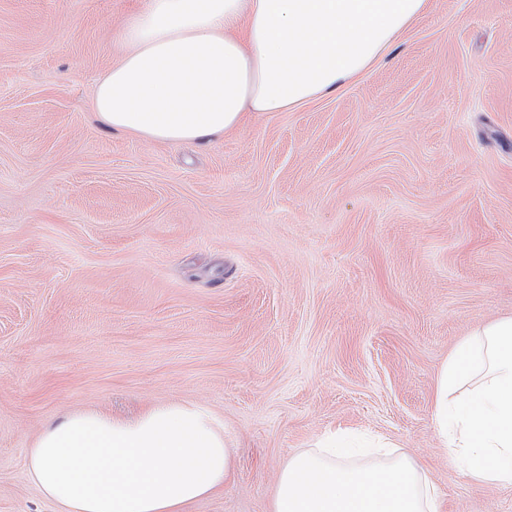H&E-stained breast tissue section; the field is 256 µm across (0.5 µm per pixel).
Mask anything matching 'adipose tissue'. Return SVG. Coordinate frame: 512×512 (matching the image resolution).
Segmentation results:
<instances>
[{"label":"adipose tissue","instance_id":"obj_1","mask_svg":"<svg viewBox=\"0 0 512 512\" xmlns=\"http://www.w3.org/2000/svg\"><path fill=\"white\" fill-rule=\"evenodd\" d=\"M426 0H146L92 107L108 127L196 143L247 112H281L366 72ZM432 423L453 477L512 489V317L462 341L438 374ZM231 450L207 407L125 419L76 412L27 455L55 512H186L223 488Z\"/></svg>","mask_w":512,"mask_h":512}]
</instances>
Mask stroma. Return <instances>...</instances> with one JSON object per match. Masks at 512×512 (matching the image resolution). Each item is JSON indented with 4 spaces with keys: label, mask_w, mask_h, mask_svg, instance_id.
Wrapping results in <instances>:
<instances>
[{
    "label": "stroma",
    "mask_w": 512,
    "mask_h": 512,
    "mask_svg": "<svg viewBox=\"0 0 512 512\" xmlns=\"http://www.w3.org/2000/svg\"><path fill=\"white\" fill-rule=\"evenodd\" d=\"M145 0H0V512L68 413L189 400L232 474L187 512H273L324 431L383 436L442 512L431 425L456 345L512 316V0H426L369 70L202 143L107 128L94 87Z\"/></svg>",
    "instance_id": "obj_1"
}]
</instances>
